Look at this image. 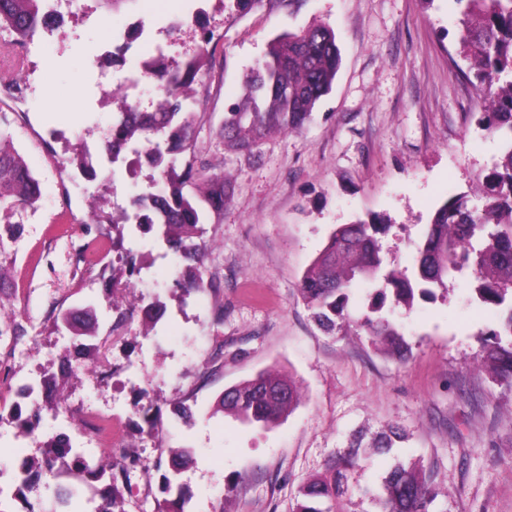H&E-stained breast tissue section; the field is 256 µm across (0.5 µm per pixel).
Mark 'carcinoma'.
<instances>
[{"label":"carcinoma","instance_id":"obj_1","mask_svg":"<svg viewBox=\"0 0 512 512\" xmlns=\"http://www.w3.org/2000/svg\"><path fill=\"white\" fill-rule=\"evenodd\" d=\"M461 6L457 53L469 62L476 88L487 101L478 124L498 137L503 150L478 178L476 198L465 193L448 197L431 217L414 264L384 270L381 237L390 229L374 217L338 226L304 272L299 293L328 332L353 330L381 345L392 357L406 358L411 348L389 313L402 306L412 309L416 298L428 299L448 281L469 276L474 298L489 308L502 309L498 328L481 341L479 360L493 380L512 385V0H456ZM41 0H0V34L19 43H30L36 32L51 23L41 12ZM341 63L336 34L325 25L298 33H282L268 43L264 57L245 74L239 95L230 100L221 135L224 145L250 151L271 132H300L320 102L332 89ZM212 64V54L201 48L171 67L166 57L147 63L143 76L157 80L161 106L143 110L121 96L118 120L102 137V153L116 161L125 150L144 159L152 171V190L133 200L137 228L152 233L164 247V256L176 261L173 284L183 297L214 287L204 279L208 257L199 203L224 211V177L194 171L191 164L178 169V157L194 142L195 112L190 107L191 85L199 72ZM67 164L95 175L83 147L74 149ZM41 200L39 180L15 147L7 120L0 113V223L17 233L22 217L36 213ZM371 284L375 295L368 312L354 317L350 298L362 284ZM75 336L91 337L97 328L95 308L89 306L63 315ZM301 393L286 378L270 372L224 391L217 410L247 424L272 428L297 407ZM406 434L386 425L365 445L357 439L334 453L324 470L309 478L298 491L292 512H360L349 494V475L373 455L388 454ZM71 448L62 440L50 443L40 458L22 467L16 496L24 512H43L39 502L27 497L34 479L53 476L67 465ZM168 466L177 475L193 464L187 448L168 451ZM138 466L128 453L112 456L109 481L96 485L102 474L84 461L75 465L97 499L94 512H124L122 489ZM163 500L155 512H186L191 499L188 486H173L163 476ZM376 512H434L442 491L433 472L413 463L397 461L379 483L365 491ZM75 491L58 487V512H77Z\"/></svg>","mask_w":512,"mask_h":512}]
</instances>
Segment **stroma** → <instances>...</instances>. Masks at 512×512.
<instances>
[{
  "instance_id": "stroma-1",
  "label": "stroma",
  "mask_w": 512,
  "mask_h": 512,
  "mask_svg": "<svg viewBox=\"0 0 512 512\" xmlns=\"http://www.w3.org/2000/svg\"><path fill=\"white\" fill-rule=\"evenodd\" d=\"M455 0H123L106 10L99 0H72L52 29L32 44L0 50L29 62L22 94L0 82L16 147L42 186V206L25 218L17 241L0 244L8 280L0 312L23 326L19 339L0 338V512H20L14 491L26 459L52 437L105 468L113 453L137 456L124 490L125 512H153L160 498V458L191 448L193 465L179 480L193 498L188 512H213L228 480L241 481L229 512H292L298 488L321 472L353 436L382 425L403 427L397 453L433 468L443 491L439 512H512V388L494 383L477 365L479 335L494 328L492 313L472 304L464 285L438 291L435 301L397 310L411 348L398 360L366 337L325 334L299 294L300 280L337 225L377 215L392 227L383 238L391 266L412 265L430 217L457 193L473 192L499 153L479 128L485 102L467 80L456 53ZM181 21V37L170 25ZM142 25L171 59L196 49L200 31L212 36L213 67L194 84L195 168L223 173L228 203L206 213L210 245L204 277L219 283L181 301L171 289L172 261L151 235L112 224L147 185L142 171L125 173L127 157L103 164L95 180L62 161L80 140L98 146L118 109L107 103L110 82L135 71L131 57L111 62L113 22ZM313 24L332 28L341 66L305 129L270 134L250 154L226 151L219 129L224 107L268 41ZM71 224L60 235L57 224ZM104 256L84 266L87 247ZM143 265V297L167 311L151 336L116 328L105 297L120 259ZM94 306L99 318L91 351L77 353L60 320L63 311ZM223 306L224 321L213 311ZM274 369L302 390L294 412L265 429L214 413L225 389ZM58 377L55 400L21 398V386L43 374ZM159 407L150 426L142 405ZM190 408L192 419L180 411ZM40 411L32 434L11 417ZM110 417L118 438L99 442L85 428L89 415Z\"/></svg>"
}]
</instances>
